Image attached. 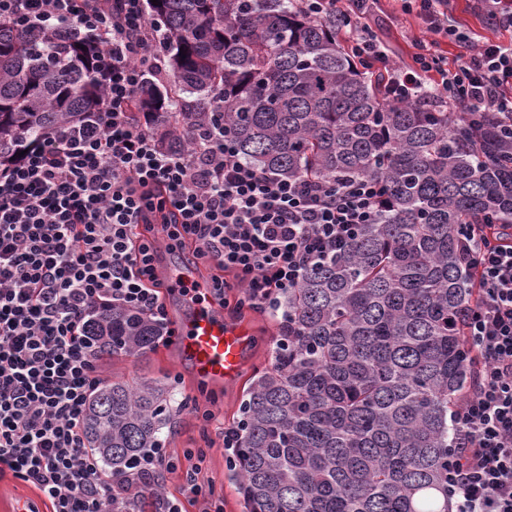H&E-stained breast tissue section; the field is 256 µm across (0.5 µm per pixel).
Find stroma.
<instances>
[{"label": "stroma", "instance_id": "obj_1", "mask_svg": "<svg viewBox=\"0 0 512 512\" xmlns=\"http://www.w3.org/2000/svg\"><path fill=\"white\" fill-rule=\"evenodd\" d=\"M380 6L376 34L394 60L408 58L415 40H429L422 20L403 14L397 0H381ZM236 320L247 326L253 342L239 379L216 387L211 397L200 392L197 379L181 359L175 343L162 339L144 356H108L103 360L104 374L110 380L133 384L143 377L167 379L173 417L160 434L168 461L160 471L161 485L165 498L178 502L182 512H206L208 506L206 499L190 492L186 480L190 471L196 472L201 484L213 488L223 512H246L228 464L223 433L237 423L254 369L269 366L272 361L275 320L269 312L249 310L237 315ZM204 411L212 413L211 421L201 419Z\"/></svg>", "mask_w": 512, "mask_h": 512}]
</instances>
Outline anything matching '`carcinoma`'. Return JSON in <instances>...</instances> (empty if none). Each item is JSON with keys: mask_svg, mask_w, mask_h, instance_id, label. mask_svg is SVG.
Wrapping results in <instances>:
<instances>
[{"mask_svg": "<svg viewBox=\"0 0 512 512\" xmlns=\"http://www.w3.org/2000/svg\"><path fill=\"white\" fill-rule=\"evenodd\" d=\"M170 81L133 102L181 144L223 95L240 154L288 178L379 177L388 202L340 255L284 299L270 366L258 370L231 449L248 512H451L448 448L455 402L472 383L459 336L472 288L457 228L512 224V125L387 101L352 61L336 17L291 0H158ZM185 54H180V51ZM110 58L97 36L0 24V165L83 121L104 97ZM102 353L143 356L165 329L114 308L95 324ZM164 381L114 380L92 397L88 448L112 483L136 477L161 447ZM152 497L123 512H160Z\"/></svg>", "mask_w": 512, "mask_h": 512, "instance_id": "obj_1", "label": "carcinoma"}]
</instances>
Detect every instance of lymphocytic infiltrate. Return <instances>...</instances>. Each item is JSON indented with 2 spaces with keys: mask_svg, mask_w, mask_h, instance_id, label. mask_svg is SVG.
Returning <instances> with one entry per match:
<instances>
[{
  "mask_svg": "<svg viewBox=\"0 0 512 512\" xmlns=\"http://www.w3.org/2000/svg\"><path fill=\"white\" fill-rule=\"evenodd\" d=\"M434 42L391 60L371 22L379 0H298L314 20L335 17L365 72L392 100L512 119V45L474 39L448 21V0H399ZM17 30L61 25L97 35L111 58L101 108L0 166V477L37 489L52 512H112L115 489L89 451L83 419L104 384L90 328L113 307L167 328L153 248L192 249L231 291L279 312L310 266L347 249L388 199L383 181L290 179L243 158L224 131L222 97L184 149H161L131 108L162 72L166 39L144 0H0ZM459 259L473 287L461 326L474 384L453 411L448 493L457 512H512V225L464 224Z\"/></svg>",
  "mask_w": 512,
  "mask_h": 512,
  "instance_id": "f902f5d3",
  "label": "lymphocytic infiltrate"
}]
</instances>
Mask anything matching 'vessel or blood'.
Masks as SVG:
<instances>
[{"label":"vessel or blood","mask_w":512,"mask_h":512,"mask_svg":"<svg viewBox=\"0 0 512 512\" xmlns=\"http://www.w3.org/2000/svg\"><path fill=\"white\" fill-rule=\"evenodd\" d=\"M161 275L169 286H187L196 294L185 297L177 319V347L195 376L216 384L236 381L251 345L247 328L226 319L211 294V285L189 265L162 264Z\"/></svg>","instance_id":"vessel-or-blood-1"}]
</instances>
